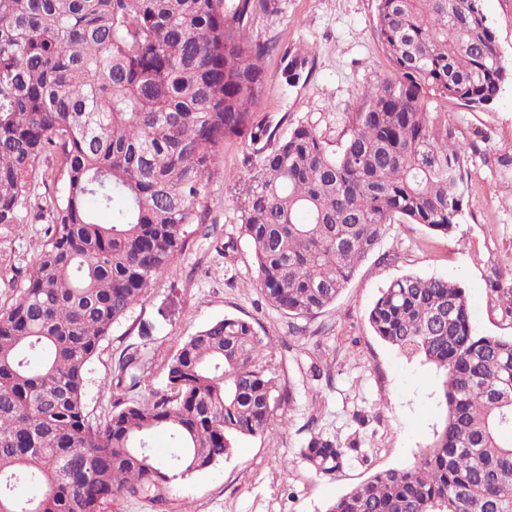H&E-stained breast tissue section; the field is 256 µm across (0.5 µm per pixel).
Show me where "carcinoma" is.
Wrapping results in <instances>:
<instances>
[{"instance_id":"cac0c4a2","label":"carcinoma","mask_w":512,"mask_h":512,"mask_svg":"<svg viewBox=\"0 0 512 512\" xmlns=\"http://www.w3.org/2000/svg\"><path fill=\"white\" fill-rule=\"evenodd\" d=\"M277 0H0V224H20L35 176L61 152L46 244L0 309V512H100L115 495L162 506L235 440L285 423L254 323L224 317L183 340L166 389L117 402L102 425L84 403L88 365L113 324L184 248L217 153L253 142L264 85L250 41ZM375 31L397 77L363 92L341 147L293 129L246 175L241 230L265 300L293 319L332 305L393 224L447 234L469 190L465 149L433 102L492 104L512 72L496 58L482 0H376ZM285 81L306 58L285 49ZM112 212L97 222L94 212ZM367 322L442 372L446 419L401 469L377 472L326 512H512V336L479 335L464 286L405 275ZM117 384L146 382L138 355ZM159 433L171 449H150ZM352 446L313 432L322 474Z\"/></svg>"}]
</instances>
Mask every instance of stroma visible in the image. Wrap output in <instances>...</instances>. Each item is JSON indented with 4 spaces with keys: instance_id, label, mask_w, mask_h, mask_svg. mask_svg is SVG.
<instances>
[{
    "instance_id": "obj_1",
    "label": "stroma",
    "mask_w": 512,
    "mask_h": 512,
    "mask_svg": "<svg viewBox=\"0 0 512 512\" xmlns=\"http://www.w3.org/2000/svg\"><path fill=\"white\" fill-rule=\"evenodd\" d=\"M375 9L376 0H277L275 11L254 16L251 41L278 46L261 60L265 85L254 111L268 135L257 144L225 140L209 179L204 224L192 226L183 251L113 325L89 364L86 413L99 425L117 398L164 390L182 340L226 316L248 319L267 342L265 365L280 391L293 397L287 425L241 438L223 462L177 483L164 506L115 496L104 512H325L372 474L409 465L440 430L446 408L440 371L404 357L367 325L368 310L397 278L462 281L476 332L512 336V81L488 108L444 104L469 172V196L451 234L391 225L379 247L387 261L362 264L336 302L307 319L303 336H292L293 318L262 297L241 232L244 175L259 159L258 145L274 148L298 126L313 128L328 150L339 148L345 116L358 110L362 91L394 75L375 34ZM483 11L503 63L512 68V0H483ZM284 48L308 55L293 87L281 78ZM48 221L47 211L33 207L23 223L0 224V307L17 299ZM130 353L140 356L146 382L128 392L117 373ZM313 431L351 447L334 474H316L299 453Z\"/></svg>"
}]
</instances>
